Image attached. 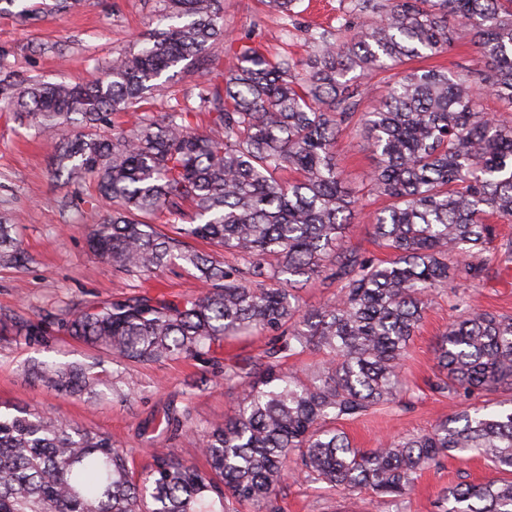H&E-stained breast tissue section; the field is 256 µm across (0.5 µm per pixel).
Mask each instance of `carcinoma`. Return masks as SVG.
I'll return each instance as SVG.
<instances>
[{
    "instance_id": "obj_1",
    "label": "carcinoma",
    "mask_w": 512,
    "mask_h": 512,
    "mask_svg": "<svg viewBox=\"0 0 512 512\" xmlns=\"http://www.w3.org/2000/svg\"><path fill=\"white\" fill-rule=\"evenodd\" d=\"M79 0H42L22 15H63ZM139 50L112 60L91 83H44L4 70L0 103L39 135L78 128L56 146L53 176L90 178L107 204L88 228L91 250L112 266L151 276L177 264L196 294L114 298L56 319L113 363L197 358L224 339L268 333L275 344L224 370L240 399L224 421L198 431L208 470L166 448L135 471L112 438L27 408L0 411V512H281L287 474L349 495L397 501L421 472L455 452L483 458L501 477L458 483L438 512H512V315L467 309L440 336L431 390L441 396L508 393L497 408L467 406L426 433L352 446L336 424L403 403L402 363L433 293L456 279L484 282L512 262V238L487 216L512 220V118L489 121L481 91L512 106V0H352L343 35L308 32L303 59L243 45L198 109L137 113L159 80L224 38L223 0H160ZM467 32L481 68L405 69L373 110L358 111L357 81L448 49ZM133 112L127 128L112 115ZM360 128L376 156L369 191L388 204L371 224L378 261L347 244L359 204L337 167L336 141ZM294 178L286 180L282 172ZM192 210L190 223L159 229ZM205 241L242 265L202 253ZM26 259L14 218L0 212V265ZM336 286L319 307L300 305L312 279ZM321 353L301 372L281 354ZM67 396L93 394L99 378L77 365H28Z\"/></svg>"
}]
</instances>
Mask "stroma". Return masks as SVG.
Wrapping results in <instances>:
<instances>
[{
    "label": "stroma",
    "mask_w": 512,
    "mask_h": 512,
    "mask_svg": "<svg viewBox=\"0 0 512 512\" xmlns=\"http://www.w3.org/2000/svg\"><path fill=\"white\" fill-rule=\"evenodd\" d=\"M351 0H300L294 17L262 6L259 0H224V29L240 43L259 47L267 56H305L308 29L338 27ZM158 0H81L63 16L21 19L0 13V53L9 70L46 81H91L118 53L133 48L151 28ZM477 48L456 31L448 50L417 68H472ZM225 41L213 43L206 60H187L176 75L148 95L143 114L160 116L180 108L196 109L205 73L229 68ZM55 146L35 136L12 113L0 111V210L18 217L17 236L26 253L23 267L0 266V404L37 409L112 437L134 467L149 459L155 427L166 412L188 410L192 430L167 446L198 468L206 462L196 431L223 419L239 392L224 383V370L262 355L272 336L251 334L226 339L221 349L197 359L171 358L153 363L115 365L110 353L68 336L48 317L82 310L115 297L145 292L180 296L197 293L199 283L181 266L144 278L112 267L88 247L85 225L97 223L104 206L92 180L63 185L51 170ZM338 166L350 187L363 188L375 159L356 129L345 130L336 144ZM471 308L512 315V264L497 266L477 287L452 284L435 292L413 337L402 368L405 403L383 409L341 428L360 448H374L387 438L431 430L460 406L433 393L427 384L435 367L439 337L460 316L458 294ZM42 325L39 336L16 334L15 325ZM79 363L101 379V395L68 397L32 381L31 360ZM121 393H113V383ZM496 472L480 458L450 456L423 471L414 491L395 502L370 493L350 496L326 485L287 478L281 512H436L440 493L456 483L479 484Z\"/></svg>",
    "instance_id": "1"
}]
</instances>
